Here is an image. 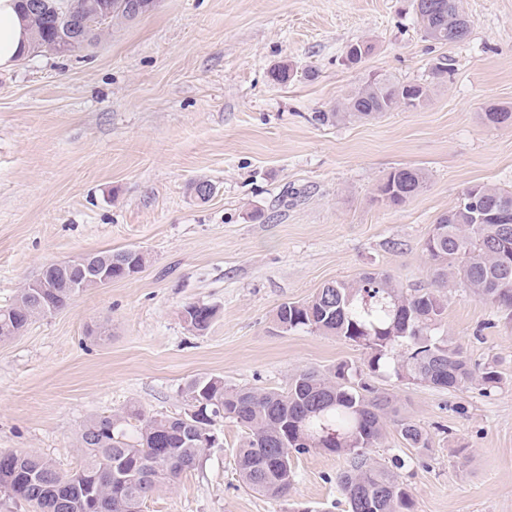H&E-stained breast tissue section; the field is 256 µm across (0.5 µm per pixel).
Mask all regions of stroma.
<instances>
[{"mask_svg":"<svg viewBox=\"0 0 512 512\" xmlns=\"http://www.w3.org/2000/svg\"><path fill=\"white\" fill-rule=\"evenodd\" d=\"M460 44L424 38L413 0H157L94 45L31 53L0 70V307L48 264L136 249V274L91 288L0 341V450L82 462L90 418L134 406L178 415L185 384L286 389L297 371L362 362L331 335L272 328L284 302L324 284L388 274L431 287L423 244L465 190H512V0H458ZM371 50L345 61L350 44ZM448 58L452 71L434 67ZM288 77L272 78L280 65ZM424 84L422 106L319 124L373 78ZM427 175L398 207L377 198L394 169ZM207 181L212 195L192 186ZM441 331L502 374L491 395L373 378L429 448L389 429L372 455L397 473L414 512H512V316L449 285ZM217 314L191 331L188 304ZM220 443L143 512H346L342 456L292 457L282 499L236 471L243 432Z\"/></svg>","mask_w":512,"mask_h":512,"instance_id":"35a3bbf8","label":"stroma"}]
</instances>
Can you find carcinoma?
Wrapping results in <instances>:
<instances>
[{"instance_id":"carcinoma-1","label":"carcinoma","mask_w":512,"mask_h":512,"mask_svg":"<svg viewBox=\"0 0 512 512\" xmlns=\"http://www.w3.org/2000/svg\"><path fill=\"white\" fill-rule=\"evenodd\" d=\"M21 0L31 20L39 51L75 52L96 42L112 21L132 20L134 0H67L69 16H58V0ZM456 0H421L417 20L425 37L449 44L448 35H433L438 27L458 26ZM428 88L387 79L365 84L334 112H320L325 123L346 116L367 119L391 112L408 98L422 104ZM485 120L512 123V108L493 104ZM426 182L418 169L397 168L378 188L379 199L399 206L418 194ZM484 210L503 203L512 207V191L476 186ZM463 193L443 234L429 235L423 250L434 287L400 288L390 276L367 272L356 280L324 285L304 302H286L276 310L274 324L283 331L319 332L354 343L365 350L360 364L341 363L329 373L305 369L295 374L286 390L217 385L210 376L191 379L184 393L191 402L205 403L207 413L241 427L245 436L235 459L239 477L248 489L266 497L288 495L293 481L290 454L321 447L333 431L343 438L332 451L346 467L336 481L347 512H412L413 501L399 477L379 466L370 449L385 438L393 424L411 448H428L427 432L415 422L393 419V400L377 392L367 377L390 375L399 382L419 383L446 390L474 387L488 395L501 382L493 366L470 363L463 349L438 334L446 310L448 280L453 279L475 298L512 312V224H477ZM58 272L53 287L23 288L16 301L0 308V341L8 340L45 312L69 304L80 290L66 288ZM191 329L202 332L210 323L196 305L183 308ZM79 442L84 460L73 472H61L47 456L25 451L0 452V492L32 512H143L147 498L196 466L214 447L191 433L177 416L147 415L130 407L123 412L92 417Z\"/></svg>"}]
</instances>
